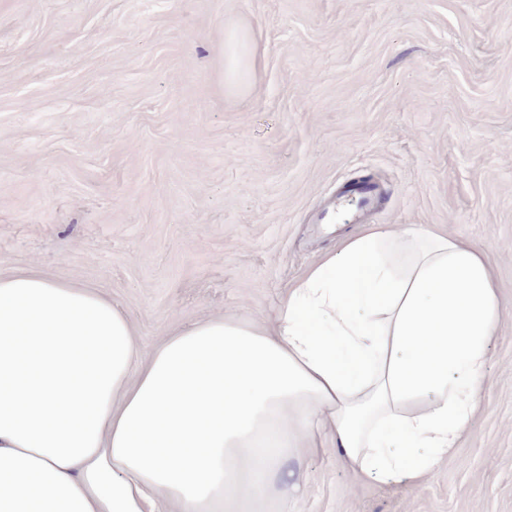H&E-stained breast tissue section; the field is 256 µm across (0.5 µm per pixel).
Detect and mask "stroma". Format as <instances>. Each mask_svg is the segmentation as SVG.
Segmentation results:
<instances>
[{
  "label": "stroma",
  "mask_w": 512,
  "mask_h": 512,
  "mask_svg": "<svg viewBox=\"0 0 512 512\" xmlns=\"http://www.w3.org/2000/svg\"><path fill=\"white\" fill-rule=\"evenodd\" d=\"M256 68L224 82V51ZM383 192L360 223L343 187ZM373 224L483 250L512 309V0H0V275L124 311L144 349L270 320ZM422 485L305 456L288 512H512V320Z\"/></svg>",
  "instance_id": "35a3bbf8"
}]
</instances>
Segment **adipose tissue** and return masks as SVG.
<instances>
[{
	"label": "adipose tissue",
	"instance_id": "ef3b65f1",
	"mask_svg": "<svg viewBox=\"0 0 512 512\" xmlns=\"http://www.w3.org/2000/svg\"><path fill=\"white\" fill-rule=\"evenodd\" d=\"M512 319L486 253L424 225L345 239L270 324L143 351L87 288L0 276V512H287L301 457L415 488L480 407Z\"/></svg>",
	"mask_w": 512,
	"mask_h": 512
}]
</instances>
